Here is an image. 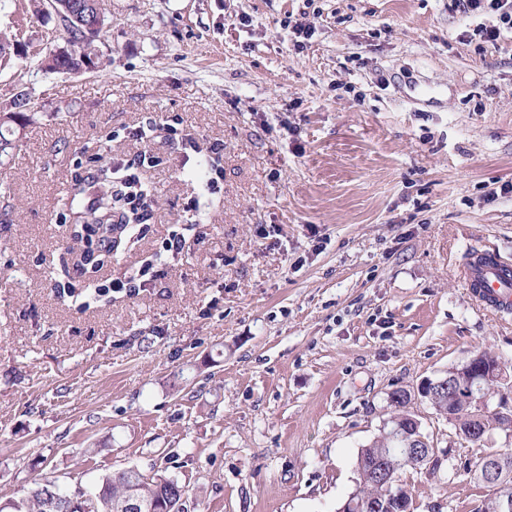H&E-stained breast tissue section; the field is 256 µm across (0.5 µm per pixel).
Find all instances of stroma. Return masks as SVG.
Here are the masks:
<instances>
[{"mask_svg":"<svg viewBox=\"0 0 512 512\" xmlns=\"http://www.w3.org/2000/svg\"><path fill=\"white\" fill-rule=\"evenodd\" d=\"M104 3L99 68L0 70V110L22 86L36 110L0 166V502L134 467L185 512H337L394 390L478 350L512 368V312L459 276L512 261V36L455 0ZM0 29L48 40L29 0ZM140 154L143 219L84 266L65 185ZM410 410L439 463L401 472L413 512H478V448Z\"/></svg>","mask_w":512,"mask_h":512,"instance_id":"obj_1","label":"stroma"}]
</instances>
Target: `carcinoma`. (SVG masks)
Returning <instances> with one entry per match:
<instances>
[{
  "instance_id": "carcinoma-1",
  "label": "carcinoma",
  "mask_w": 512,
  "mask_h": 512,
  "mask_svg": "<svg viewBox=\"0 0 512 512\" xmlns=\"http://www.w3.org/2000/svg\"><path fill=\"white\" fill-rule=\"evenodd\" d=\"M33 12L44 21L56 22L67 48V55L62 58L51 59L46 56L41 59L40 67L44 73L60 74L85 60H91L94 49L87 42L84 32L69 17L43 13L37 8ZM16 97L15 111L0 115V158L9 156L16 149V130H24L30 122L29 112L34 109V101L28 90H19ZM115 187L112 181H98L94 187L97 209L73 210L69 219L75 224H100L112 218ZM478 356L479 364L489 371V376L481 382L478 394L488 401L509 382L505 371H496L501 366L498 358L484 351L478 352ZM397 394L399 398L391 399L397 412L384 424L381 436L357 455L359 488L349 496V500L362 505L359 512H368L373 504L378 506L376 512H409L412 505V496L404 486L396 483L389 485L377 475L382 467L393 473L408 467L400 449L408 447V442L415 437L412 421L414 414L408 410L410 399L406 391L399 389ZM428 400L438 414H450L448 422L456 429L477 427L488 432L493 429L512 432V420L486 414L472 403L448 406V391L443 388H432ZM503 484L512 492V460L504 468L500 482L487 484L492 493L483 500L480 512H499ZM72 490L71 486H61L46 479L37 483L28 496L12 501L13 508H4L0 512H56L65 502L71 507L70 512H118L117 504L131 492L142 499L143 512H167V506L173 498L185 495L184 486L177 480L161 475L148 478L132 467L105 475L94 485L84 487V499L72 496Z\"/></svg>"
}]
</instances>
